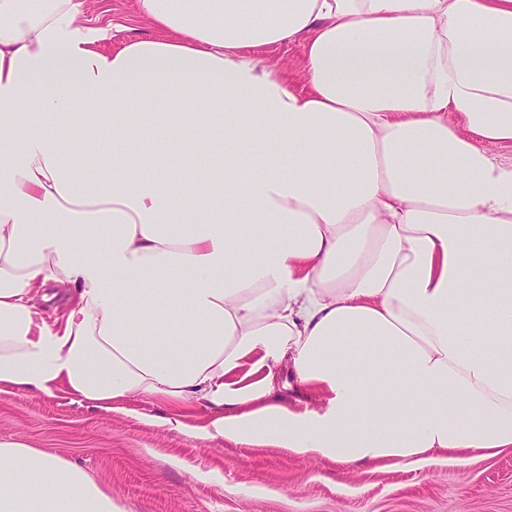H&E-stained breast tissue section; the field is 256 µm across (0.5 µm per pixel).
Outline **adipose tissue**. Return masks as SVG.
<instances>
[{
    "label": "adipose tissue",
    "instance_id": "obj_1",
    "mask_svg": "<svg viewBox=\"0 0 512 512\" xmlns=\"http://www.w3.org/2000/svg\"><path fill=\"white\" fill-rule=\"evenodd\" d=\"M84 8L0 0V391L202 403L342 464L512 449V0H131L156 36L114 52ZM297 38L304 90L251 53ZM156 101L189 131L163 158L122 119ZM202 153L219 198L178 178ZM284 365L321 409L272 399ZM0 512L122 509L9 441ZM112 142L111 140L105 141L103 153L94 161H81L76 165L74 172L78 179H85L91 176L94 172L107 168L112 164Z\"/></svg>",
    "mask_w": 512,
    "mask_h": 512
}]
</instances>
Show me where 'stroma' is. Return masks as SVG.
<instances>
[{
    "instance_id": "obj_1",
    "label": "stroma",
    "mask_w": 512,
    "mask_h": 512,
    "mask_svg": "<svg viewBox=\"0 0 512 512\" xmlns=\"http://www.w3.org/2000/svg\"><path fill=\"white\" fill-rule=\"evenodd\" d=\"M84 22L124 25V38L152 29L129 0H86ZM296 89L306 86L305 48L296 39L258 48ZM126 121L157 129L167 146L181 126L176 113L142 105ZM178 425H169V417ZM205 405L173 409L127 399L95 408L64 392H0V441L27 443L85 470L124 512H512V450L460 462L406 467L342 465L253 448L214 433Z\"/></svg>"
}]
</instances>
